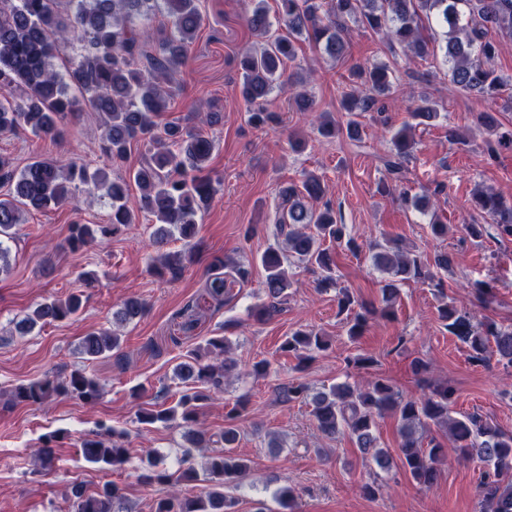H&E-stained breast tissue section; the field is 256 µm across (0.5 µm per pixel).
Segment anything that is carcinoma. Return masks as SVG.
<instances>
[{
  "mask_svg": "<svg viewBox=\"0 0 512 512\" xmlns=\"http://www.w3.org/2000/svg\"><path fill=\"white\" fill-rule=\"evenodd\" d=\"M275 2L273 19L268 0H248L245 15V23L259 43L241 54L240 94L248 123L256 128L279 123V115L266 107L269 95L300 83L298 74L287 73L288 64L296 60V44L313 43L335 59L344 57L348 51L344 19L352 15L364 27L418 56L429 51L422 29L425 20L434 17L446 28L440 51L448 64L451 89L493 98L506 85L492 66L498 52L492 32L512 35V0ZM201 25L196 0H0V136L29 131L37 137L55 139L87 110L104 117L102 166L92 172L83 163L44 158H35L19 170L0 156V183L10 186L0 197L1 276L11 271L8 242L14 239V228L22 223V213L60 207L80 192L91 197L107 186L109 222L84 224L75 220L70 225L68 246L73 251L82 250L120 235L127 225L135 223V210L128 200L133 183L140 192L138 211L153 217L156 224L152 244L163 248L176 236L185 245L180 252L156 254L152 258L154 273L170 282L182 277L185 262L194 257L197 216L222 184L208 171L213 140L200 128L163 121L173 97L172 85L189 60ZM65 42L76 44L77 52L59 71L53 60ZM351 77L355 88L341 98V108L349 115L346 126H337L330 113H320L318 132L325 137L344 133L352 140L359 139L361 122L357 117L377 111L378 97L393 88V71L385 64L358 67ZM410 117L411 121L403 123L391 137L386 168L392 184L383 186L388 192L403 183L415 146L412 130L431 125L439 112L435 104L424 99ZM483 126L489 155L505 142L512 143V133L499 132L493 115L483 116ZM135 143L143 144L145 152L137 167L127 169L125 163ZM112 168L122 169L124 174L110 180L108 170ZM323 197V179L312 172L280 188L274 215L276 245L269 246L260 257L266 301L251 310L256 321L265 322L285 309L294 258L318 273L317 288L336 291L338 313L346 315L350 339L363 334L370 317H394L399 284L427 283L443 298L439 319L467 347L471 363L484 365L495 354L498 363L512 368V325L480 321L446 299L442 274L451 264L446 253L429 262L395 240L375 244L373 264L388 275L380 288L378 309L358 303L348 289L338 287L336 262L325 243L351 252L359 251V245L347 225L337 222L336 211ZM475 209L484 223L466 225L471 238L483 237L488 225L497 236L512 238V204L492 192L480 191L475 196ZM207 287L214 298L231 297L221 273L211 275ZM82 306L80 294L45 298L14 322V331L26 336L38 326L77 315ZM147 312L146 302L131 296L112 313V320L124 325ZM328 348L329 340L308 327L292 331L281 345L283 353L298 360L299 370ZM229 352L225 336H213L205 345L190 350L187 359L174 367V377L184 384L176 403L168 407L167 398L158 395L150 407L137 413L143 430L172 422L184 429L186 446L178 469L139 476L147 485L167 487L155 500L154 512H234L235 500L227 490L240 486L250 470V459L236 452L238 422L248 398L242 396L227 406L224 429L210 433L198 427L201 408L212 396L224 392V380L237 367ZM80 353L89 362L110 355L118 366L127 364L120 336L107 329L83 336ZM102 391L100 380L82 367L64 376L46 374L18 385L12 390L11 402L41 405L68 396L94 404ZM279 394L284 402L311 407L316 429L322 435H350L361 454L383 472L390 471V462L379 447L377 418L391 415L398 424L402 465L422 487L436 483L438 464L445 456L443 445L434 439L423 442L422 433L431 426L448 428L462 456H476L486 464L479 485V512H512V433L478 413L451 417L454 389L448 384H431L429 394L416 398L403 396L384 378L364 388L342 383L319 389L292 379L281 384ZM128 438L125 430L99 424L84 434L80 450L85 461L101 471L122 470L130 460ZM55 441L56 435H48L38 449L44 470L53 466ZM199 448L211 449L202 480L192 465L193 452ZM199 480L205 482L202 492L191 495L179 490V486ZM70 500L73 512H130L120 489L110 482L91 493L74 485Z\"/></svg>",
  "mask_w": 512,
  "mask_h": 512,
  "instance_id": "1",
  "label": "carcinoma"
}]
</instances>
